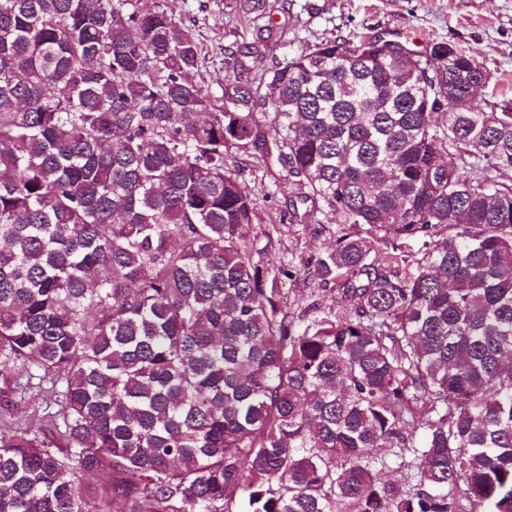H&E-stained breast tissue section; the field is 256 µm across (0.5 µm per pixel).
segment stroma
Masks as SVG:
<instances>
[{
	"instance_id": "35a3bbf8",
	"label": "stroma",
	"mask_w": 512,
	"mask_h": 512,
	"mask_svg": "<svg viewBox=\"0 0 512 512\" xmlns=\"http://www.w3.org/2000/svg\"><path fill=\"white\" fill-rule=\"evenodd\" d=\"M169 10L190 26L207 68L203 82L212 95L221 76L257 84L259 68L242 70L234 61L258 47L265 65L308 51L314 44L343 38L376 36L422 52L433 42H447L473 55L485 71L487 103L512 104V0H165ZM228 163L255 202L247 241L257 259H272L289 275L280 286L288 310L306 322L315 310L342 303L338 283H323L314 262L329 247L332 231L300 222L293 204L300 191L293 177L260 154H230ZM377 476L411 490L417 469L410 449L387 445L379 450Z\"/></svg>"
}]
</instances>
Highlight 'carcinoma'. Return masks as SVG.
<instances>
[{"instance_id":"carcinoma-1","label":"carcinoma","mask_w":512,"mask_h":512,"mask_svg":"<svg viewBox=\"0 0 512 512\" xmlns=\"http://www.w3.org/2000/svg\"><path fill=\"white\" fill-rule=\"evenodd\" d=\"M205 64L157 0H0V512H512V112L472 104L480 64L327 40L219 96ZM232 148L336 225L314 272L350 310L295 323ZM389 440L410 492L371 473ZM76 484L83 493L97 497L105 498L111 492L110 483L102 477L92 474L79 473L76 478Z\"/></svg>"}]
</instances>
